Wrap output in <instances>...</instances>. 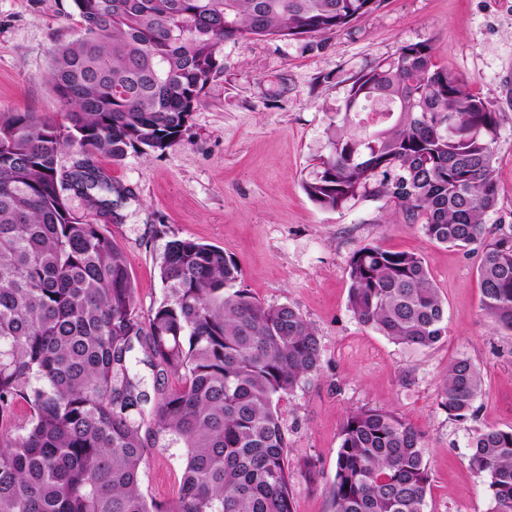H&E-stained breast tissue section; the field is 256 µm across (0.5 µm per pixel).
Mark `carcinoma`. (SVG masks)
<instances>
[{
  "label": "carcinoma",
  "mask_w": 512,
  "mask_h": 512,
  "mask_svg": "<svg viewBox=\"0 0 512 512\" xmlns=\"http://www.w3.org/2000/svg\"><path fill=\"white\" fill-rule=\"evenodd\" d=\"M381 0H74L78 35L51 51L47 81L61 112L0 113V512H294L293 474L319 460L288 457L279 401L318 373L316 329L287 304L238 287L224 249L165 244V299L139 314L125 256L74 212L73 193L116 216L130 190L96 165L179 144L205 90L224 73L230 40L332 34ZM497 113L438 66L428 42L402 46L351 84L329 123L331 145L305 190L319 207L384 197L433 242L480 245L481 308L512 336V224L486 238L498 205ZM77 149L71 169L60 155ZM348 304L398 345L432 348L447 307L417 253L356 250ZM153 392L133 372L134 351ZM483 374L448 364L439 406L476 415ZM25 403V424L10 426ZM185 448L176 496L147 498L141 467L157 439ZM422 437L398 414L349 413L340 430L334 512H425ZM470 467L493 512H512V426L476 431Z\"/></svg>",
  "instance_id": "1"
}]
</instances>
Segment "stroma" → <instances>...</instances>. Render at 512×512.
I'll return each mask as SVG.
<instances>
[{
    "label": "stroma",
    "mask_w": 512,
    "mask_h": 512,
    "mask_svg": "<svg viewBox=\"0 0 512 512\" xmlns=\"http://www.w3.org/2000/svg\"><path fill=\"white\" fill-rule=\"evenodd\" d=\"M80 29L73 0H0V113L58 112L45 74L55 43ZM428 42L437 64L482 97L499 119L494 145L499 189L488 234L512 224V0H382L336 33L224 45V73L192 112L181 142L163 154L99 159L132 192L109 220L71 197L123 251L136 305L149 314L165 291L158 277L174 238L213 244L232 256L241 288L264 305L289 304L317 329L319 373L281 403L290 458L313 454L321 477L294 476V512H333L331 485L340 429L364 406L398 413L422 435L430 485L426 512H492L486 480L469 465L475 430L512 426V336L492 330L481 310L476 251L430 241L383 199L319 208L307 195L326 134L352 82L407 43ZM379 244L421 255L447 306L448 334L411 350L360 324L348 307V262ZM469 359L484 393L475 418L459 422L439 406L448 364ZM185 460L179 445L147 451L142 488L172 500Z\"/></svg>",
    "instance_id": "stroma-1"
}]
</instances>
